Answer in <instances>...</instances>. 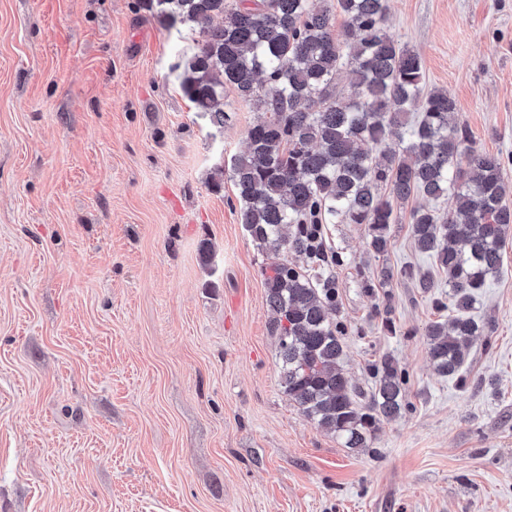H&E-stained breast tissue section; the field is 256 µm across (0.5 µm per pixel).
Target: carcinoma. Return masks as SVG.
<instances>
[{"label": "carcinoma", "mask_w": 512, "mask_h": 512, "mask_svg": "<svg viewBox=\"0 0 512 512\" xmlns=\"http://www.w3.org/2000/svg\"><path fill=\"white\" fill-rule=\"evenodd\" d=\"M163 27L198 31L177 64L196 111L224 127V86L268 114L247 132L230 167L239 220L251 239L278 257L264 276L266 304L279 336L289 398L317 427L353 451L370 447L382 420L406 407L405 372L390 356L373 368L364 396L344 367L336 312L334 255L317 257L309 224H365L368 246L388 251L394 204L415 195L452 197L440 214L410 211L417 250L448 274L446 322L425 330L434 369L463 380L467 349L490 326L474 315L479 290L498 273L512 230V183L503 161L471 143L455 102L428 90L418 53L384 28L386 0H336L346 17L347 54L336 47L331 6L316 0H137ZM349 67L353 94L336 102V78ZM400 132L397 147L386 146ZM292 252L326 268L313 278L288 263Z\"/></svg>", "instance_id": "1"}]
</instances>
